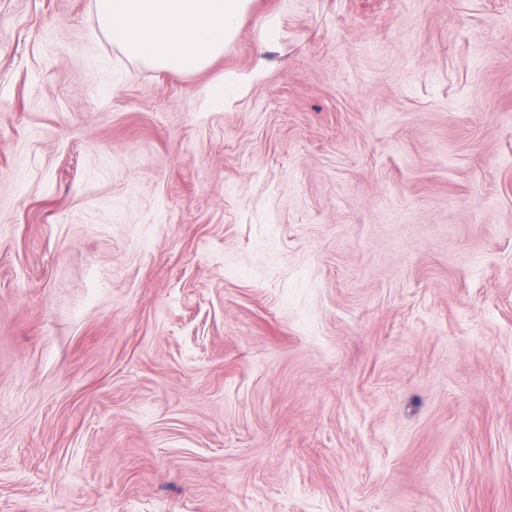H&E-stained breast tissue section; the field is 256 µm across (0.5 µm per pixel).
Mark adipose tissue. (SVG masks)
Returning <instances> with one entry per match:
<instances>
[{"instance_id":"obj_1","label":"adipose tissue","mask_w":512,"mask_h":512,"mask_svg":"<svg viewBox=\"0 0 512 512\" xmlns=\"http://www.w3.org/2000/svg\"><path fill=\"white\" fill-rule=\"evenodd\" d=\"M254 0H95L100 28L125 54L175 74L205 70L234 43Z\"/></svg>"}]
</instances>
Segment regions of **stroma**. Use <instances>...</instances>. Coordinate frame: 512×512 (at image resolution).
<instances>
[{
    "label": "stroma",
    "instance_id": "stroma-1",
    "mask_svg": "<svg viewBox=\"0 0 512 512\" xmlns=\"http://www.w3.org/2000/svg\"><path fill=\"white\" fill-rule=\"evenodd\" d=\"M0 512H512V0H0ZM254 0H95L100 28L125 54L175 74L205 70L234 43Z\"/></svg>",
    "mask_w": 512,
    "mask_h": 512
}]
</instances>
